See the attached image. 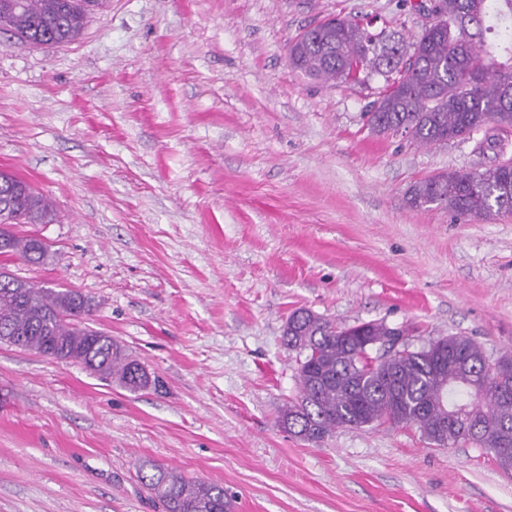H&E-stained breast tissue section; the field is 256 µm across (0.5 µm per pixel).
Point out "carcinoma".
<instances>
[{
  "mask_svg": "<svg viewBox=\"0 0 512 512\" xmlns=\"http://www.w3.org/2000/svg\"><path fill=\"white\" fill-rule=\"evenodd\" d=\"M437 24L410 42L360 21L336 18L302 33L288 62L327 85L382 82L365 118L377 135L401 132L420 146L446 144L495 123L512 128V0H435ZM103 0H0V30L40 46L76 40ZM408 203L444 206L464 218L512 214V166L448 171L411 190ZM48 199L0 171V227L45 224ZM0 254L37 265L48 254L35 236H0ZM90 304L81 294L37 286L0 271V343L75 361L91 374L136 392L158 383L112 337L82 324ZM403 332L383 322L338 326L300 308L288 317L298 393L281 415L288 431L319 443L338 428L389 422L416 426L429 444L472 445L512 471V377L485 368V353L468 336H441L394 352L366 350L361 340ZM140 481L164 512H233L224 487L145 462Z\"/></svg>",
  "mask_w": 512,
  "mask_h": 512,
  "instance_id": "carcinoma-1",
  "label": "carcinoma"
}]
</instances>
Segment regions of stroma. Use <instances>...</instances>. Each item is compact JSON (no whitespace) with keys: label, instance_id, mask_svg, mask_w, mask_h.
Returning <instances> with one entry per match:
<instances>
[{"label":"stroma","instance_id":"obj_1","mask_svg":"<svg viewBox=\"0 0 512 512\" xmlns=\"http://www.w3.org/2000/svg\"><path fill=\"white\" fill-rule=\"evenodd\" d=\"M336 15L407 40L424 23L409 0H106L65 45L0 31V171L55 210L16 227L46 264L0 267L82 294L87 326L159 380L131 392L0 343V512H162L146 461L223 486L234 512H512V475L473 446L404 424L313 444L280 422L299 308L512 354V216L407 202L434 174L512 161V143L372 134L378 82L288 64Z\"/></svg>","mask_w":512,"mask_h":512}]
</instances>
